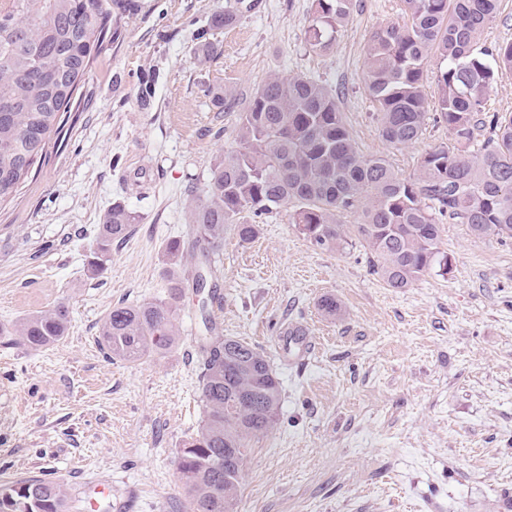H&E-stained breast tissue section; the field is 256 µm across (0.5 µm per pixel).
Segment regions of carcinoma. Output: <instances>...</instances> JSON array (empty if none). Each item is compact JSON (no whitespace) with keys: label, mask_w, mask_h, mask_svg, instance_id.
<instances>
[{"label":"carcinoma","mask_w":512,"mask_h":512,"mask_svg":"<svg viewBox=\"0 0 512 512\" xmlns=\"http://www.w3.org/2000/svg\"><path fill=\"white\" fill-rule=\"evenodd\" d=\"M407 20L379 26L364 47V86L377 128L389 144L416 143L430 119L427 65L444 67L436 80V111L455 150L425 153L404 178L382 157L363 156L332 87L303 74H274L238 114L237 146L214 166L202 194L188 206L195 245L214 249L232 229L252 240L257 220L285 208L288 221L324 251L358 243L372 256L373 273L390 288L412 286L431 271L448 273L441 250L443 219L466 224L478 237L512 238V113L488 114L485 102L501 71L512 72V43L486 47L480 38L497 0H402ZM127 0H0V203L14 198L37 159L46 156L97 56L112 33V18ZM354 0H313L305 43L332 53L353 21ZM235 10L210 18L224 29ZM488 133L472 149L477 131ZM348 214L360 221L349 227ZM135 216L113 203L100 218L90 262L100 273L112 243L133 230ZM182 281L169 274L166 295L118 305L103 318L106 354L128 364L163 358L179 343ZM64 302L29 315L8 331L32 348L66 335ZM200 393L202 425L175 459L187 497L185 512H237L249 442L275 426L282 385L257 347L232 337L204 336ZM58 483L28 478L0 484V512H65Z\"/></svg>","instance_id":"cac0c4a2"}]
</instances>
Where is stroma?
I'll return each mask as SVG.
<instances>
[{
	"mask_svg": "<svg viewBox=\"0 0 512 512\" xmlns=\"http://www.w3.org/2000/svg\"><path fill=\"white\" fill-rule=\"evenodd\" d=\"M87 74L70 120L17 196L0 205V324L56 303L69 330L42 350L0 338V484H62L66 512H180L174 460L203 418L198 336L207 326L264 350L283 381L272 432L254 440L239 512H512V238L443 224L452 265L388 288L360 246L314 248L287 212L250 242L226 233L209 282L185 253L179 346L130 365L105 354L99 326L118 304L161 298L165 246L194 234L186 205L236 146L237 114L275 73L336 87L361 151L411 176L451 145L429 122L408 147L377 131L364 44L404 20L401 0H356L329 55L309 52L312 0H134ZM241 5L235 25L214 13ZM220 53L198 63L196 45ZM225 104H218V97ZM123 203L133 232L98 276L87 260L101 214ZM336 297V318L318 302ZM304 327L284 342L282 325Z\"/></svg>",
	"mask_w": 512,
	"mask_h": 512,
	"instance_id": "obj_1",
	"label": "stroma"
}]
</instances>
